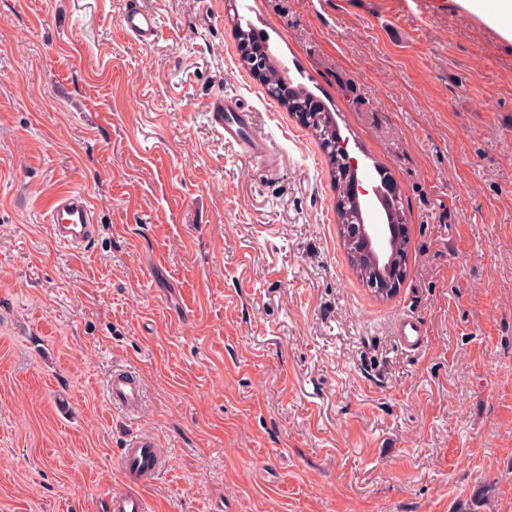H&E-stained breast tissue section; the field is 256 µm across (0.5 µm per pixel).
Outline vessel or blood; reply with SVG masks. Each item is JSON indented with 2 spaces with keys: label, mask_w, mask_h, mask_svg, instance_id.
<instances>
[{
  "label": "vessel or blood",
  "mask_w": 512,
  "mask_h": 512,
  "mask_svg": "<svg viewBox=\"0 0 512 512\" xmlns=\"http://www.w3.org/2000/svg\"><path fill=\"white\" fill-rule=\"evenodd\" d=\"M125 33L142 45L155 42L160 34L157 15L141 7L139 0H124L121 14ZM210 121L224 132L225 142L261 161L269 172L279 167L277 156L253 125L251 111L240 98L213 97L207 103ZM47 222L55 240L67 249L80 252L89 248L97 235L96 211L89 197L81 191L61 192L43 205ZM396 334L409 349L422 347L424 333L418 321L405 319L398 323ZM144 390L131 372L114 371L107 385V397L114 406L127 411L137 410ZM121 466L130 484L129 489L112 492L105 507L107 512H150L139 486L148 484L163 467L156 441L148 435L132 437L121 455Z\"/></svg>",
  "instance_id": "obj_1"
}]
</instances>
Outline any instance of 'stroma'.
<instances>
[{"instance_id":"stroma-1","label":"stroma","mask_w":512,"mask_h":512,"mask_svg":"<svg viewBox=\"0 0 512 512\" xmlns=\"http://www.w3.org/2000/svg\"><path fill=\"white\" fill-rule=\"evenodd\" d=\"M140 4L148 46L122 0H0V512H103L139 434L152 512H512V42L453 0ZM236 14L400 192L396 295L352 270L323 149L241 66ZM217 93L276 175L211 125ZM73 188L80 253L42 212ZM125 33L141 45H150L160 34L157 15L141 7L138 0H125L121 14ZM212 125L224 132V141L261 161L273 174L279 168L278 157L270 151L267 140L255 130L251 111L240 98L212 97L207 103ZM43 209L55 240L67 249L85 251L96 239V211L84 192H61L47 199ZM396 335L400 341L411 350H418L422 347L425 333L421 324L414 319H404L396 327ZM144 390L139 379L131 372L117 370L107 385V397L113 406L123 410L135 411L143 401Z\"/></svg>"}]
</instances>
